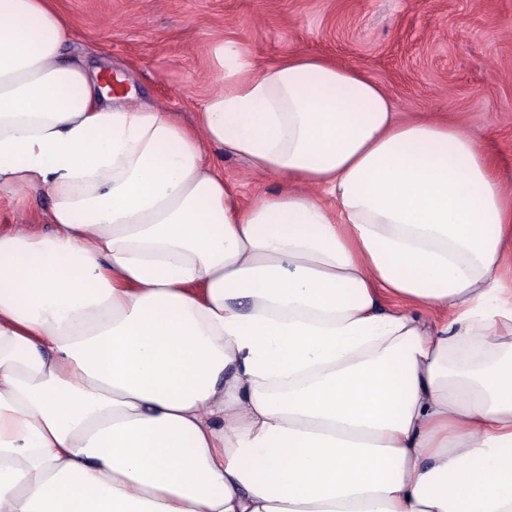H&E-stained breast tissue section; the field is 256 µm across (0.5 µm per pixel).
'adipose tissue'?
Here are the masks:
<instances>
[{"mask_svg":"<svg viewBox=\"0 0 512 512\" xmlns=\"http://www.w3.org/2000/svg\"><path fill=\"white\" fill-rule=\"evenodd\" d=\"M71 37L0 0V190L53 200L0 233V512H512L491 156L358 67L223 44L188 126ZM214 161L224 170V178L237 186L244 202L251 201L257 194L274 192L279 188L275 178L253 176L234 158L215 157Z\"/></svg>","mask_w":512,"mask_h":512,"instance_id":"obj_1","label":"adipose tissue"}]
</instances>
